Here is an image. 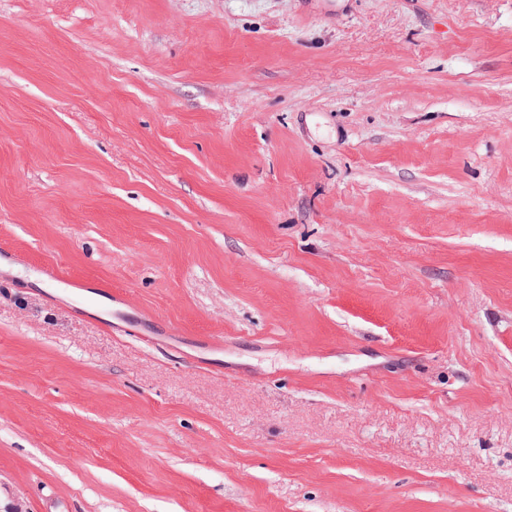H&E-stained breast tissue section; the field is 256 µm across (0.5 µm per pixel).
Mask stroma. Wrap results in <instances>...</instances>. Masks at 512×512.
Returning a JSON list of instances; mask_svg holds the SVG:
<instances>
[{"instance_id":"stroma-1","label":"stroma","mask_w":512,"mask_h":512,"mask_svg":"<svg viewBox=\"0 0 512 512\" xmlns=\"http://www.w3.org/2000/svg\"><path fill=\"white\" fill-rule=\"evenodd\" d=\"M0 246V512H512V0H0Z\"/></svg>"}]
</instances>
